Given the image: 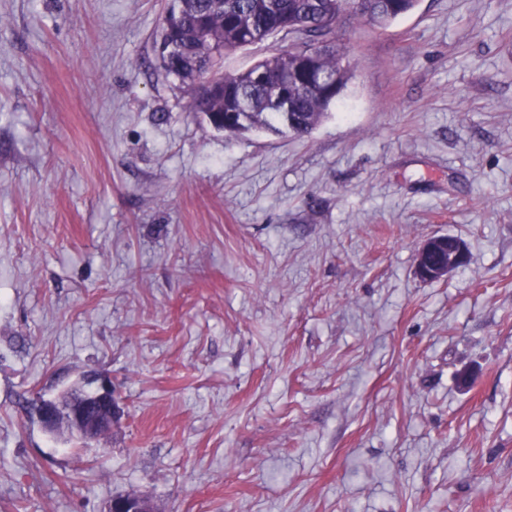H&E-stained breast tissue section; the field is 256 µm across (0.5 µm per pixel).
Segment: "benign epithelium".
<instances>
[{"label": "benign epithelium", "mask_w": 512, "mask_h": 512, "mask_svg": "<svg viewBox=\"0 0 512 512\" xmlns=\"http://www.w3.org/2000/svg\"><path fill=\"white\" fill-rule=\"evenodd\" d=\"M468 251L465 243L450 235H433L420 246L415 271L427 280L445 279L453 270L466 264ZM81 395L68 398L67 406L61 407L54 400H42L36 414L48 430L57 429L61 422L72 425L86 438L109 433L118 422L121 410L110 382L102 384L94 392L93 399H87L82 388ZM109 512H154L151 503L143 498L122 496L111 501Z\"/></svg>", "instance_id": "benign-epithelium-1"}]
</instances>
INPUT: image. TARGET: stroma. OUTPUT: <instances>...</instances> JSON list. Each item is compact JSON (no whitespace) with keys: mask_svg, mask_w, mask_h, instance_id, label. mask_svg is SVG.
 Returning a JSON list of instances; mask_svg holds the SVG:
<instances>
[{"mask_svg":"<svg viewBox=\"0 0 512 512\" xmlns=\"http://www.w3.org/2000/svg\"><path fill=\"white\" fill-rule=\"evenodd\" d=\"M169 5L0 0V512H512V0L348 24L288 138L187 111ZM438 255L434 263L432 257ZM468 251L465 243L450 235H433L420 246L415 271L424 279H446L453 270L466 264ZM75 390L82 394L75 399L69 396L67 403L62 406L57 405L55 400L40 401L36 414L41 424L47 430L53 431L62 421H66L86 438L112 432V427L120 418L121 410L110 381L102 384L101 388L94 392L91 400H87L86 391L82 388L74 387L70 392Z\"/></svg>","mask_w":512,"mask_h":512,"instance_id":"obj_1","label":"stroma"}]
</instances>
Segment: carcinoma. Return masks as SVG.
I'll list each match as a JSON object with an SVG mask.
<instances>
[{
	"instance_id": "cac0c4a2",
	"label": "carcinoma",
	"mask_w": 512,
	"mask_h": 512,
	"mask_svg": "<svg viewBox=\"0 0 512 512\" xmlns=\"http://www.w3.org/2000/svg\"><path fill=\"white\" fill-rule=\"evenodd\" d=\"M417 0H178L180 15L163 18L158 57L165 74L187 87L188 110L218 131L244 136L266 130L308 135L328 115L351 81L346 47L339 33L351 20L387 26L408 14ZM281 34L291 45L258 61L254 68L209 79L216 55L261 44ZM328 77L307 78L303 59ZM263 68L268 83L253 80ZM297 78L288 111L268 110V85Z\"/></svg>"
}]
</instances>
